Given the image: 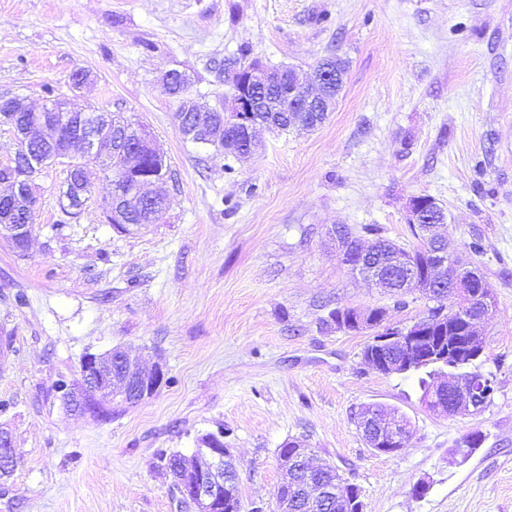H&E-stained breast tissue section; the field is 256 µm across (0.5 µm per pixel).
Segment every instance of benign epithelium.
<instances>
[{
  "mask_svg": "<svg viewBox=\"0 0 512 512\" xmlns=\"http://www.w3.org/2000/svg\"><path fill=\"white\" fill-rule=\"evenodd\" d=\"M243 79L231 96L228 108L232 121L244 123L252 118L260 99L254 94L253 84L264 81L263 67L259 62H244L230 72L229 78L238 76ZM288 86L292 87L291 95L295 99L293 111L324 112L333 110L337 91L332 84L326 83V76L314 73L310 78L298 76L288 77ZM11 112H30L32 126L21 130L16 118L9 116L5 124L9 125L19 144L18 152L28 151L30 143L36 140L33 129L44 130L45 138L61 143L51 155V162L65 166L67 178L72 181L86 180V167L97 166L106 176L112 179V169L108 164L114 162L112 155L125 157L124 165L117 169V174L128 182L130 191L122 199H109L102 208L101 218L119 223L123 220L125 203L156 201L160 194L147 190V187L165 181L167 177L165 156L156 145L145 128L135 132L136 145L133 150L113 148L111 117L107 112L97 113L95 123L88 125L87 113L84 110L65 108V112L50 114L48 109L35 110L20 97L6 99ZM208 108L190 97H182L178 105V122H183L189 112H206ZM151 156L159 163L156 173L145 175L139 168L140 157ZM16 158L5 163L0 162V185H7L6 194H19L26 199L27 210L35 211L36 199L32 192L31 182L40 171L41 165L34 164L25 173L16 170ZM428 208L422 209L421 197L413 196L407 206L406 222L427 226V239L439 242V248L431 251L432 265L420 268L413 259L394 253L389 260L376 261L379 247L372 241L359 247V253L353 254L346 248L340 249L339 260L352 274L358 275L375 287L384 290L389 281L402 280L404 285L413 291L435 299L445 300L441 288L444 281L450 282L454 288L450 294L461 301V306L447 312L442 311L434 317L423 316L410 325L395 326L388 318L375 320L369 317L364 309H354L355 315L346 316L347 309H336V326L346 328L352 325L358 332L371 333L370 345L373 349L363 355L369 366L382 375L397 372L400 362L375 357L377 348L388 346L404 357L416 353L417 345L432 340L429 348L422 352L423 359L434 362H447L453 357L458 365L469 366L482 353L479 336L487 316L493 313L490 299L485 293L484 281H473L469 287L461 288L459 283L465 278L469 268L458 263L456 254L446 246V240L438 233V228L446 223L444 209L437 201L426 199ZM0 231L11 236L21 247L26 248L31 236V228L27 224H14L4 219ZM81 386L68 400L72 406L82 407L89 400H96L103 395L120 397L125 404L133 405L153 396L165 383L166 371L163 364L157 362L146 368L130 357L122 347H116L103 353H87L81 360ZM492 394L491 376L476 369L469 371L465 379L453 382L447 401L438 402V410L446 416L473 415L481 412ZM378 410L373 408L366 415L360 433L368 445L375 451L390 448L397 453L406 447L410 438L407 429L395 425H379L374 422ZM200 459L197 468L186 472V479L175 486L180 502L195 509V512H219L217 502L224 500L222 491L231 487L226 480L224 450V434H208L204 436L203 447L197 449ZM17 466V456L11 432L0 426V473L8 474ZM306 467L305 482L290 480L291 491L295 500L303 503L308 512H315L328 505L325 501L326 489L316 484L311 474L318 470L310 462L309 448L305 444H297L291 459L281 460L283 474H299V468Z\"/></svg>",
  "mask_w": 512,
  "mask_h": 512,
  "instance_id": "1",
  "label": "benign epithelium"
}]
</instances>
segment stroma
<instances>
[{"mask_svg": "<svg viewBox=\"0 0 512 512\" xmlns=\"http://www.w3.org/2000/svg\"><path fill=\"white\" fill-rule=\"evenodd\" d=\"M244 47L306 71L334 54L348 71L321 126L258 129L229 173L182 139L163 75L186 72L190 96L220 106L224 60ZM79 69L91 75L80 89ZM12 96L143 125L167 157L171 206L117 231L93 168L68 216L66 169L52 165L34 178L26 251L0 238V425L18 457L0 512H181L158 454L192 456L218 432L242 512H275L278 450L296 437L358 486L364 512H512V0H0V97ZM415 195L447 210L449 245L497 296L477 362L496 388L477 415L429 411L413 376L363 361L368 333L324 324L344 306L403 324L433 307L416 293L396 307L341 265L330 236L375 224L412 247ZM119 346L163 363L167 383L135 405L102 399L107 419L70 412L55 382H79L85 353ZM375 404L409 423L398 453L358 431ZM472 432L484 441L460 461Z\"/></svg>", "mask_w": 512, "mask_h": 512, "instance_id": "stroma-1", "label": "stroma"}]
</instances>
